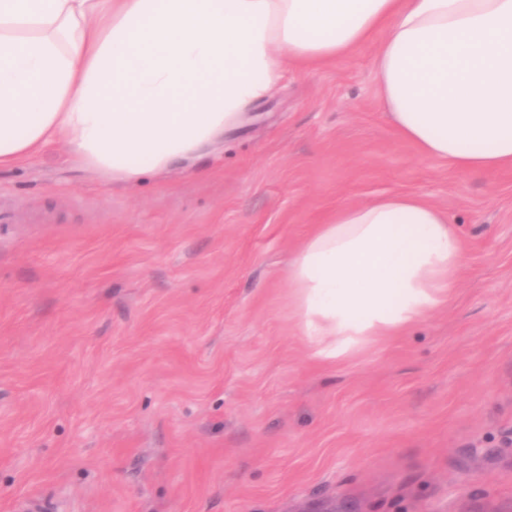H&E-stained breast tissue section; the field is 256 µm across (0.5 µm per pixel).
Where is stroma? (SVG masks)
<instances>
[{
	"instance_id": "stroma-1",
	"label": "stroma",
	"mask_w": 512,
	"mask_h": 512,
	"mask_svg": "<svg viewBox=\"0 0 512 512\" xmlns=\"http://www.w3.org/2000/svg\"><path fill=\"white\" fill-rule=\"evenodd\" d=\"M374 50L289 71L140 184L63 144L0 172V512H512V170L422 157ZM391 193L463 237L453 298L316 361L290 259Z\"/></svg>"
}]
</instances>
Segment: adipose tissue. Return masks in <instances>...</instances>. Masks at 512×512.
Returning a JSON list of instances; mask_svg holds the SVG:
<instances>
[{"mask_svg": "<svg viewBox=\"0 0 512 512\" xmlns=\"http://www.w3.org/2000/svg\"><path fill=\"white\" fill-rule=\"evenodd\" d=\"M374 38L403 139L460 169H512V0H0V170L62 142L86 169L141 182L217 147L289 68ZM465 256L421 197L338 206L289 267L313 358L447 306Z\"/></svg>", "mask_w": 512, "mask_h": 512, "instance_id": "1", "label": "adipose tissue"}]
</instances>
